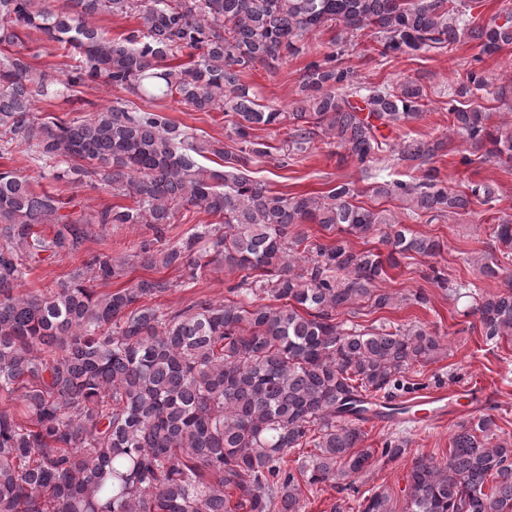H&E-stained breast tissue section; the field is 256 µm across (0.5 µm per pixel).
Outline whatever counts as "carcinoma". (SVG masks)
Here are the masks:
<instances>
[{"instance_id": "cac0c4a2", "label": "carcinoma", "mask_w": 512, "mask_h": 512, "mask_svg": "<svg viewBox=\"0 0 512 512\" xmlns=\"http://www.w3.org/2000/svg\"><path fill=\"white\" fill-rule=\"evenodd\" d=\"M103 13H137L143 27L108 37L95 24ZM325 26L336 27V49L306 66L291 109L259 104L242 74L305 53L307 35ZM19 28L77 56L66 89L103 77L142 99L178 96L198 110L219 108L241 147L227 151L125 104L39 123L34 102L54 79L16 52L0 58V156L60 158L67 167L56 179H93L133 198V207L100 211L97 223L151 225L156 237L136 254L145 266L187 267L194 280L222 263L245 272L231 292L247 298L267 285L280 305L145 303L173 287L161 278L97 296L89 283L122 277L129 266L110 252L91 255L46 296L18 295L27 271L80 252L91 222L60 213V198L0 170V512H301L303 483L342 477L351 488L376 454L359 447L355 422L408 412L396 400L424 388L409 369L444 344L424 326L346 328L336 315L426 304L421 290L398 295L380 283L386 267L434 257L441 244L353 203L359 191L349 182L317 196L268 189L250 165L272 146L250 130L288 121L285 163L325 137L365 173L380 153L393 167L420 169L448 147L399 132L422 116L424 88L411 79L397 87L358 82L341 61L349 37L370 30L390 60L450 48L462 36L492 55L512 44V12L480 24L464 0H69L61 11L41 0H0V45L19 41ZM185 50L188 63L170 64ZM488 86L472 68L448 100L450 131L470 147L461 156L467 166L512 160V119L491 125L489 113L468 105ZM206 153L222 168L203 166ZM372 178V196L432 220L495 198L483 182L450 191L435 168L420 181ZM185 205L221 216L224 226L203 224L157 247ZM308 224L335 240L312 241ZM374 233L386 251L351 246L350 238ZM470 314L485 341L511 343L512 283L480 296ZM495 426L482 415L460 426L445 460L417 459L405 512H512V447L490 444ZM309 444L315 452L297 470L285 468L288 450ZM359 508L392 512L382 492Z\"/></svg>"}]
</instances>
